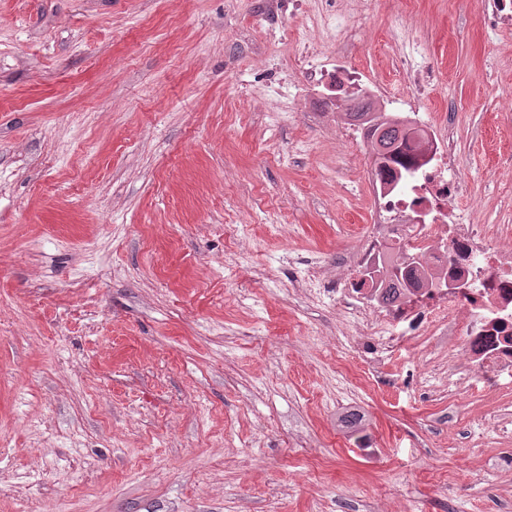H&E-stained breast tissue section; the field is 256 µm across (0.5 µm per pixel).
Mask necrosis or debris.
Returning <instances> with one entry per match:
<instances>
[{
    "mask_svg": "<svg viewBox=\"0 0 512 512\" xmlns=\"http://www.w3.org/2000/svg\"><path fill=\"white\" fill-rule=\"evenodd\" d=\"M431 165L395 193L383 192L376 173L367 176L372 224L359 249L343 261L346 279L336 293L350 304L366 336H391L398 324L413 333L448 339L449 366H464L465 384L490 392L512 391V227L471 223L452 203L464 194L454 174V148L447 123L427 128ZM425 213L427 223L417 221ZM390 247L418 257L442 279L460 281L459 292L422 288L385 303L362 287L370 262Z\"/></svg>",
    "mask_w": 512,
    "mask_h": 512,
    "instance_id": "obj_1",
    "label": "necrosis or debris"
}]
</instances>
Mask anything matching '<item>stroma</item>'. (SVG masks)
<instances>
[{"label": "stroma", "instance_id": "stroma-1", "mask_svg": "<svg viewBox=\"0 0 512 512\" xmlns=\"http://www.w3.org/2000/svg\"><path fill=\"white\" fill-rule=\"evenodd\" d=\"M479 2L0 0V512L512 505V397L449 394L434 338L358 375L307 278L372 215L346 93L307 80L340 54L394 97L422 74L459 210L512 225V32Z\"/></svg>", "mask_w": 512, "mask_h": 512}]
</instances>
